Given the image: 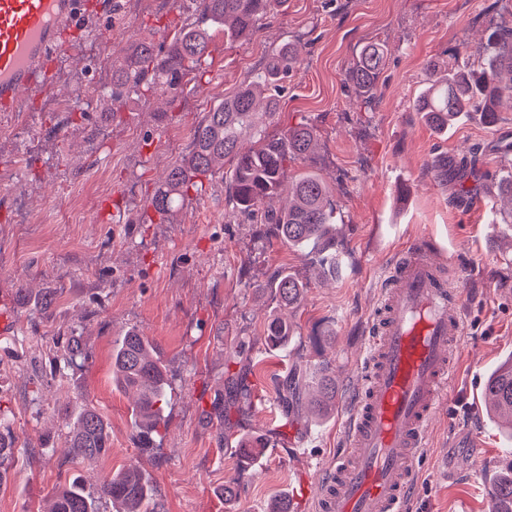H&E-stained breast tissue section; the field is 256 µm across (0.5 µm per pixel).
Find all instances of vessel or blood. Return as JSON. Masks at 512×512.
I'll use <instances>...</instances> for the list:
<instances>
[{"instance_id": "vessel-or-blood-1", "label": "vessel or blood", "mask_w": 512, "mask_h": 512, "mask_svg": "<svg viewBox=\"0 0 512 512\" xmlns=\"http://www.w3.org/2000/svg\"><path fill=\"white\" fill-rule=\"evenodd\" d=\"M81 0H0V112L53 91L47 58L86 23ZM462 293L421 248L405 252L370 326L344 448L300 488L314 512H408L429 429L464 334Z\"/></svg>"}]
</instances>
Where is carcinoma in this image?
<instances>
[{"instance_id":"obj_1","label":"carcinoma","mask_w":512,"mask_h":512,"mask_svg":"<svg viewBox=\"0 0 512 512\" xmlns=\"http://www.w3.org/2000/svg\"><path fill=\"white\" fill-rule=\"evenodd\" d=\"M192 22L175 26L167 33L169 49L148 41H134L112 55V96L123 90L142 96L155 93L176 96L189 79L201 84L208 73L210 46L217 34L224 42L236 44L257 34L262 21L278 12L287 0H189ZM298 62L297 48L287 43L270 55L255 70L248 83L224 101L204 113L193 128L191 148L171 167L165 181L152 198L151 205L160 215H171L179 209L188 190L200 176L224 174V160H231L225 177V203L233 213L251 224H268L270 233L284 243L298 248L318 249L328 271L336 273V209L328 186L318 177L303 173L292 181L286 179L288 160L310 157L315 149L313 129L306 124L288 128L279 137H258L250 146L242 144L244 136L253 132L278 110L272 91L288 78ZM386 56L378 43L367 45L349 72V82L372 105L378 76L384 69ZM430 83L418 97L415 110L435 130L446 133L466 112H480L488 125L497 121L500 103L512 104V27H497L487 37L477 67L448 66L441 73L440 63L426 64ZM477 152L464 154L454 161L439 155L432 161L435 179L442 185L455 179L461 193H469L466 182L476 173ZM287 196L288 203L279 210L264 209L266 200ZM307 284L285 274L276 277L274 289L281 306L295 308L303 300ZM292 324L275 316L266 327L265 342L273 348H288ZM56 352L73 359L82 352L78 338L59 337ZM112 379L116 386L133 389L137 399L132 407L136 436L143 447H150L160 430L163 405L169 380L166 365L157 348L136 329H130L113 341ZM318 397L311 402L323 416L336 409V378L332 368L323 364L316 382ZM247 399L238 382L227 387V398L212 401L206 413L209 421L224 425L225 404ZM486 411L495 417L505 416L512 425V358L488 378L482 395ZM61 419L68 429L67 442L72 456L95 459L111 448L110 428L104 416L86 402H69ZM259 441L240 439L234 453L241 460L257 457ZM17 448L10 429H0V486L5 483L7 464L15 458ZM154 492L137 465L106 477L96 491L86 489L84 480L74 476L55 494L52 512H100L105 501L115 512H146L153 505ZM493 512H512V463L508 472L497 477L491 494Z\"/></svg>"}]
</instances>
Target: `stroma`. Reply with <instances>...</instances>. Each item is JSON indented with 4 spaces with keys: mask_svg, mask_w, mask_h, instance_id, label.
I'll use <instances>...</instances> for the list:
<instances>
[{
    "mask_svg": "<svg viewBox=\"0 0 512 512\" xmlns=\"http://www.w3.org/2000/svg\"><path fill=\"white\" fill-rule=\"evenodd\" d=\"M129 10L128 0H112L93 32L76 33L70 54L53 60V98L65 111L39 103L18 116L0 112V279L15 288V333L0 335V411L18 448L0 486V512H48L72 474L94 488L132 463L163 512H268L282 494L292 512H311L293 489L341 452L340 424L361 384L391 265L423 234L441 246L451 284L463 293L465 335L450 397L418 464L412 512H490L492 477L512 462V439L482 402L487 376L512 355V253L499 242L512 228L491 223L486 206L512 171V159L496 150L512 143V109L492 126L464 114L441 136L414 103L428 59L479 64L488 30L512 25V11L502 0H288L243 43L213 41L207 83L185 84L174 99L105 93L84 113L68 111L97 53L144 38L163 44L164 25L188 18L178 0H153L134 18ZM286 42L298 46L300 61L266 131L304 122L316 134L312 157L289 162L288 174L311 172L330 188L340 258L332 276L317 253L232 215L220 178L190 191L173 220H155L147 205L203 113ZM370 42L387 57L367 112L347 75ZM474 146L482 151L472 184L482 208L457 204L456 184H439L431 169L436 156ZM284 272L307 284L300 306L285 311L272 291ZM49 292L56 300L46 308ZM278 313L294 324L284 351L264 336ZM132 327L156 345L169 375L163 424L148 449L135 439L133 393L112 381V342ZM60 336L80 337L81 356L58 358ZM325 362L336 376L333 415L315 418L305 405L284 415L279 379L312 375ZM232 378L250 389L249 408L226 409L223 428L206 424L203 409ZM69 400L91 402L107 420L106 456L72 460L59 415ZM248 432L265 435L267 447L243 469L226 441ZM229 479L241 485L231 506L220 495Z\"/></svg>",
    "mask_w": 512,
    "mask_h": 512,
    "instance_id": "obj_1",
    "label": "stroma"
}]
</instances>
